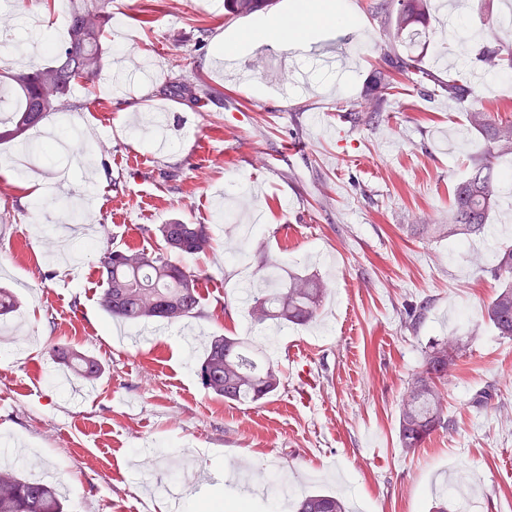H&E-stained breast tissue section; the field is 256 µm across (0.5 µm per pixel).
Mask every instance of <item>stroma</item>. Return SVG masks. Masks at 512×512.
<instances>
[{
  "mask_svg": "<svg viewBox=\"0 0 512 512\" xmlns=\"http://www.w3.org/2000/svg\"><path fill=\"white\" fill-rule=\"evenodd\" d=\"M372 0H351L352 25L328 38L357 60L338 75L294 59L289 73L242 83L224 68L233 16L224 0H110L105 65L77 85L70 109L0 145V288L16 313L0 319V462L18 456L63 487L66 512H171L166 487L190 457L204 481L183 488L178 512L223 499L254 512H295L302 495L343 497L353 512H432L476 488L477 512H512V339L485 322L501 286L492 270L512 244V202L501 199L483 236L433 241L416 224L448 221L478 134L469 102L433 82L387 97L378 123L338 124L359 106L382 68L384 35ZM20 17L0 38V67L46 62L25 45L64 37L67 0H11ZM499 0H457L455 18L433 13L434 40L417 51L436 80L468 82L476 56L498 34ZM447 50L448 65L436 64ZM150 57L151 77L132 75L110 92L112 71ZM200 79L205 111L170 93ZM170 124L151 125L155 112ZM86 140L56 186L51 134ZM41 150L33 196L12 164L22 146ZM235 199L224 221L220 196ZM207 225L212 247L182 263L200 278V306L180 324L123 325L103 310L98 270L108 250L152 249L159 225ZM323 280L327 296L305 326L253 324L242 288L267 274ZM235 336L267 345L279 390L257 403H228L202 387L204 342ZM465 348L448 373L452 428L408 452L398 441V404L430 344ZM98 359L102 376L75 394L50 350ZM489 391L487 407L474 406Z\"/></svg>",
  "mask_w": 512,
  "mask_h": 512,
  "instance_id": "1",
  "label": "stroma"
}]
</instances>
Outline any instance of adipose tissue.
Listing matches in <instances>:
<instances>
[{
  "label": "adipose tissue",
  "instance_id": "adipose-tissue-1",
  "mask_svg": "<svg viewBox=\"0 0 512 512\" xmlns=\"http://www.w3.org/2000/svg\"><path fill=\"white\" fill-rule=\"evenodd\" d=\"M352 8L340 0H311L305 14L294 18H275L264 21L237 37L238 50H248L264 42L276 40L294 47H304L317 35L319 24L354 21Z\"/></svg>",
  "mask_w": 512,
  "mask_h": 512
}]
</instances>
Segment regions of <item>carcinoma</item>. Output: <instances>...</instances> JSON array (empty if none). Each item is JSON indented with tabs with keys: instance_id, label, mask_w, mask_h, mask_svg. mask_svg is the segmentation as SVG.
I'll use <instances>...</instances> for the list:
<instances>
[{
	"instance_id": "1",
	"label": "carcinoma",
	"mask_w": 512,
	"mask_h": 512,
	"mask_svg": "<svg viewBox=\"0 0 512 512\" xmlns=\"http://www.w3.org/2000/svg\"><path fill=\"white\" fill-rule=\"evenodd\" d=\"M109 0H68L66 38L61 43L45 42L49 60L26 70L0 69V87L12 93L9 116L0 120V144L23 142L29 131L50 115L67 110L78 81L94 80L104 65L106 25L105 5ZM275 0H224L232 15H250L272 7ZM430 0H396L395 14L387 32L391 44L406 49L403 55L383 54L385 65L374 86V105L384 101L400 75L415 86L423 85L426 72L411 47L429 37ZM478 61L487 72L512 70V43L482 48ZM455 100L471 101L470 127L482 134L480 153L472 160L467 175L454 191L446 224H419L423 236L454 239L464 244L485 233L491 212L503 188L498 159L512 156V120L495 121L480 98L478 87L456 79L440 83ZM176 90L195 102L208 95L201 82H185ZM160 247L147 251L111 250L100 257L103 288L101 303L115 320L140 322L149 319L179 323L196 313L200 304L199 277L171 261L173 254L194 256L211 248L204 224L174 221L158 228ZM494 274L504 279L501 291L484 306L483 318L503 338L512 337V246L500 249ZM327 287L318 278L292 274L275 289L261 288L253 296L249 315L253 322L303 324L312 320ZM464 348L461 339L445 338L426 351L423 367L407 383L399 403V443L416 449L433 432L450 426L445 397L440 388ZM52 353L81 381L92 382L102 375V365L94 358L55 346ZM205 389L231 402L256 403L276 392L281 379L276 368L264 360L259 348L238 338L215 336L196 365ZM15 463L0 468V512H64L57 488L32 480ZM345 502L333 495L313 493L298 505L297 512H346Z\"/></svg>"
}]
</instances>
